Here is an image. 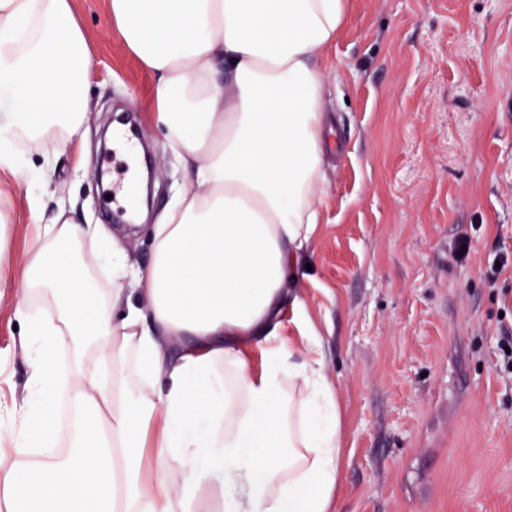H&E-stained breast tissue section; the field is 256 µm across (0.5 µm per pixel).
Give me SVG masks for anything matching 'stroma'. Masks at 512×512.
I'll return each mask as SVG.
<instances>
[{
    "label": "stroma",
    "instance_id": "35a3bbf8",
    "mask_svg": "<svg viewBox=\"0 0 512 512\" xmlns=\"http://www.w3.org/2000/svg\"><path fill=\"white\" fill-rule=\"evenodd\" d=\"M95 47L91 121L51 161L46 217L119 230L107 201L135 162L101 146L131 115L150 151L155 223L184 186L151 117L155 78L108 36L99 0H73ZM323 109L339 126L324 156L321 226L298 293L323 338L344 415L335 512H512V374L497 365L512 313V0H352L328 50ZM22 173L0 170L10 271L36 228ZM469 238L465 261L451 253ZM13 301L0 303V426L29 406Z\"/></svg>",
    "mask_w": 512,
    "mask_h": 512
}]
</instances>
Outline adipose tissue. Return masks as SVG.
<instances>
[{
	"instance_id": "adipose-tissue-1",
	"label": "adipose tissue",
	"mask_w": 512,
	"mask_h": 512,
	"mask_svg": "<svg viewBox=\"0 0 512 512\" xmlns=\"http://www.w3.org/2000/svg\"><path fill=\"white\" fill-rule=\"evenodd\" d=\"M124 48L157 79L154 113L186 188L130 264L101 224L57 214L0 277L15 302L32 407L0 452V512H332L344 468L335 386L293 295L325 193L326 75L349 0H102ZM95 53L73 0H0V169L83 136ZM92 247L99 287L75 247ZM143 287L135 305L130 286ZM291 303L313 353L279 336ZM69 350L65 369L57 355ZM66 389V457L36 456ZM156 427L154 475L139 462Z\"/></svg>"
}]
</instances>
